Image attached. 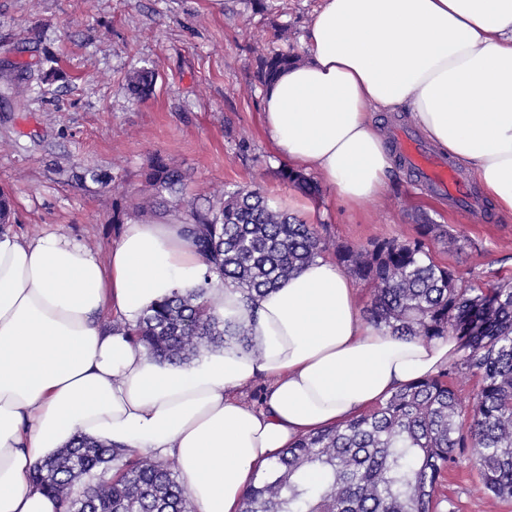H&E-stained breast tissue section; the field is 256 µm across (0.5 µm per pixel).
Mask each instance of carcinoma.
Returning a JSON list of instances; mask_svg holds the SVG:
<instances>
[{
	"mask_svg": "<svg viewBox=\"0 0 512 512\" xmlns=\"http://www.w3.org/2000/svg\"><path fill=\"white\" fill-rule=\"evenodd\" d=\"M298 62L283 51L258 55L257 78L267 85ZM32 63L7 64L9 85L21 88ZM153 69L128 75L133 97L155 91ZM280 179L311 198L319 184L303 171L283 168ZM77 185H108L93 168L72 175ZM150 199L173 208L207 272L204 284L151 307L131 327L116 318L114 332L166 363L237 345L253 349L246 327L216 315L205 300L211 275L245 293L277 287L318 257L338 263L373 287L367 320L395 336L427 340L452 336L458 356L436 376L408 385L370 411L288 445L243 493L241 512H437L441 473L466 448L476 449L483 487L512 497V279L473 268L480 286L464 287L436 264L426 241L450 237L440 224L418 225L409 241L374 240L363 247L333 242L312 224L280 210L258 187L234 185L216 201L179 208L186 193L182 171L161 157L144 171ZM14 203L0 190V229L12 223ZM479 378L470 428L458 420L455 380ZM175 463L77 436L35 470L32 481L60 503L62 512H194Z\"/></svg>",
	"mask_w": 512,
	"mask_h": 512,
	"instance_id": "1",
	"label": "carcinoma"
}]
</instances>
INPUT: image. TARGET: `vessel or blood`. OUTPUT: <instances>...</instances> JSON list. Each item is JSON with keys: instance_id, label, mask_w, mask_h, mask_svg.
I'll use <instances>...</instances> for the list:
<instances>
[{"instance_id": "b4317fda", "label": "vessel or blood", "mask_w": 512, "mask_h": 512, "mask_svg": "<svg viewBox=\"0 0 512 512\" xmlns=\"http://www.w3.org/2000/svg\"><path fill=\"white\" fill-rule=\"evenodd\" d=\"M398 141L405 162L423 182L436 192L452 197L472 213H480V206L452 166L432 159L427 150L408 134H399Z\"/></svg>"}]
</instances>
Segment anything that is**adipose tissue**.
I'll use <instances>...</instances> for the list:
<instances>
[{"label": "adipose tissue", "instance_id": "adipose-tissue-1", "mask_svg": "<svg viewBox=\"0 0 512 512\" xmlns=\"http://www.w3.org/2000/svg\"><path fill=\"white\" fill-rule=\"evenodd\" d=\"M304 41L307 60L263 96L267 131L298 169L350 206L377 198L394 161L373 115L403 112L512 217V0H323ZM206 271L167 220H128L104 260L56 232L0 234V512H59L31 476L77 434L176 459L196 512H241L288 444L436 375L456 352L450 337L372 325L325 257L264 293L209 288L216 314L248 328L251 353L231 346L180 368L105 330ZM259 376L267 395L254 409L235 394Z\"/></svg>", "mask_w": 512, "mask_h": 512}]
</instances>
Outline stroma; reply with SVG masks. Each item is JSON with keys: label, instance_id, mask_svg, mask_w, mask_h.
Segmentation results:
<instances>
[{"label": "stroma", "instance_id": "1", "mask_svg": "<svg viewBox=\"0 0 512 512\" xmlns=\"http://www.w3.org/2000/svg\"><path fill=\"white\" fill-rule=\"evenodd\" d=\"M320 0H0V63L58 58L52 76L33 72L26 110L0 99V186L14 198L13 232L71 236L107 256L120 227L112 210L148 202L141 173L153 156L180 167L187 200L258 183L337 243L410 240L420 218L447 225L457 245L434 243L435 263L463 284L480 267L512 278V218L489 208L481 222L395 165L382 195L358 209L325 185L319 199L279 180L287 161L270 139L257 55L288 27L295 53ZM157 75L154 94L134 100V69ZM92 167L109 186L80 189L72 171ZM439 512H512V498L484 490L474 451L441 478Z\"/></svg>", "mask_w": 512, "mask_h": 512}]
</instances>
